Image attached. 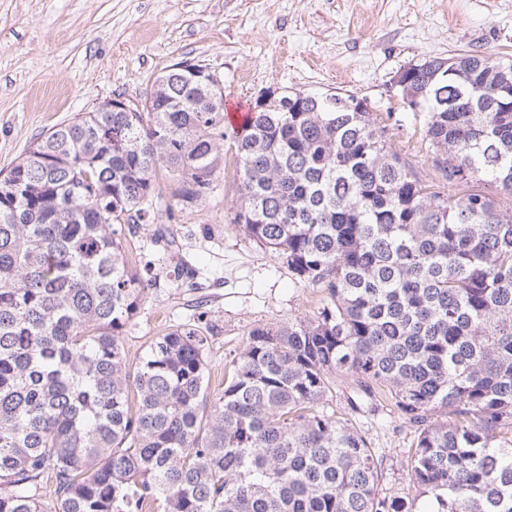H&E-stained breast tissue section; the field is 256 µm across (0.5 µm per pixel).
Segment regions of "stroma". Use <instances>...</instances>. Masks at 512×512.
<instances>
[{"instance_id":"obj_1","label":"stroma","mask_w":512,"mask_h":512,"mask_svg":"<svg viewBox=\"0 0 512 512\" xmlns=\"http://www.w3.org/2000/svg\"><path fill=\"white\" fill-rule=\"evenodd\" d=\"M469 51L512 57V0H0V170L78 113L117 97L141 102L164 71L188 61L221 80L228 112L248 111L266 91L364 96L391 113V149L429 177L422 118L388 87L408 65ZM223 166L198 206L159 208L153 223L128 235L129 249L161 280L122 336L135 358L172 326L202 316L212 334V395L249 328L318 307L276 252L231 224L232 149ZM166 226L198 268L199 289L165 280L170 260L152 234ZM356 422L384 457V493H407L412 430L385 406Z\"/></svg>"}]
</instances>
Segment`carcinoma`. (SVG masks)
Instances as JSON below:
<instances>
[{
	"mask_svg": "<svg viewBox=\"0 0 512 512\" xmlns=\"http://www.w3.org/2000/svg\"><path fill=\"white\" fill-rule=\"evenodd\" d=\"M162 78L141 111L84 112L0 177V512H512V211L467 190L512 196V60L427 59L396 88L438 185L351 92H292L235 128L222 102L196 111L183 71ZM228 139L232 224L320 298L250 328L212 398L196 321L125 351L159 281L126 232L153 220L162 169L198 205ZM156 242L194 278L175 233ZM340 375L351 413L386 401L414 429L406 495L381 492L383 456L336 416Z\"/></svg>",
	"mask_w": 512,
	"mask_h": 512,
	"instance_id": "1",
	"label": "carcinoma"
}]
</instances>
